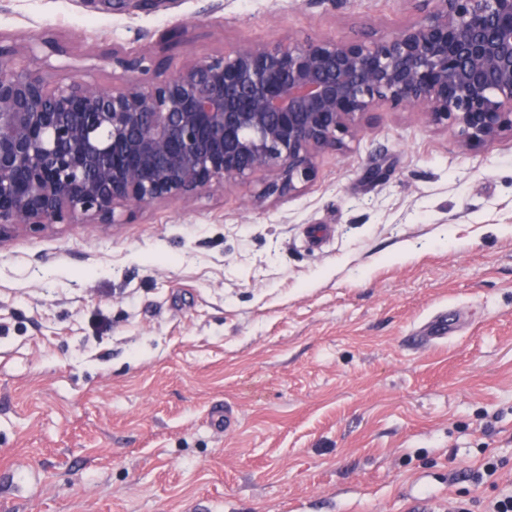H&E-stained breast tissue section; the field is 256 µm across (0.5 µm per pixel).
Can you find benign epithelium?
<instances>
[{
	"label": "benign epithelium",
	"mask_w": 512,
	"mask_h": 512,
	"mask_svg": "<svg viewBox=\"0 0 512 512\" xmlns=\"http://www.w3.org/2000/svg\"><path fill=\"white\" fill-rule=\"evenodd\" d=\"M388 37L246 44L152 81L140 54L105 51L109 85L77 78L64 45L0 43V242L81 217L273 176L296 192L315 161L384 107L457 130L468 150L512 134V0H433Z\"/></svg>",
	"instance_id": "1"
}]
</instances>
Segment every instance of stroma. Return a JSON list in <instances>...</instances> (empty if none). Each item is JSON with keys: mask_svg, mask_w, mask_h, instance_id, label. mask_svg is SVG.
<instances>
[{"mask_svg": "<svg viewBox=\"0 0 512 512\" xmlns=\"http://www.w3.org/2000/svg\"><path fill=\"white\" fill-rule=\"evenodd\" d=\"M427 0H0V35L166 72L379 39ZM258 175L0 243L12 512H482L512 483V137L387 108L290 196ZM448 342L408 339L437 312ZM231 406L229 430L209 421ZM496 484L471 475L486 457Z\"/></svg>", "mask_w": 512, "mask_h": 512, "instance_id": "35a3bbf8", "label": "stroma"}]
</instances>
